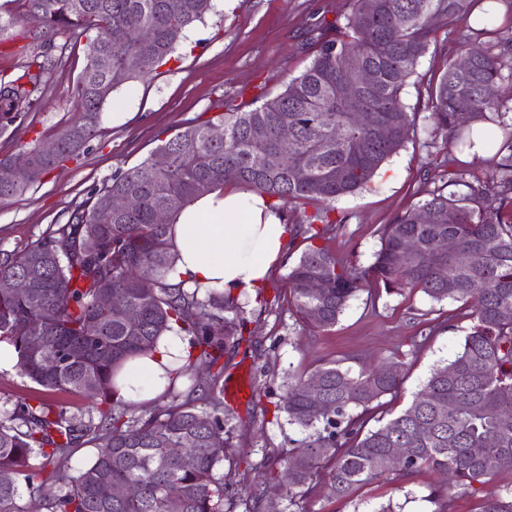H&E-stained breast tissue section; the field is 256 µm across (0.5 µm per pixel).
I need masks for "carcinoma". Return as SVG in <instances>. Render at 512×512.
Returning a JSON list of instances; mask_svg holds the SVG:
<instances>
[{
	"label": "carcinoma",
	"instance_id": "cac0c4a2",
	"mask_svg": "<svg viewBox=\"0 0 512 512\" xmlns=\"http://www.w3.org/2000/svg\"><path fill=\"white\" fill-rule=\"evenodd\" d=\"M484 0H347V11L322 18L308 30L306 44L317 46L308 68L261 104L234 105L205 121L186 122L156 148L170 156L158 168L153 156L119 170L75 207L65 224L17 251L0 253V282L16 278L36 288L20 296L0 288V342L17 353L16 369L45 390H64L99 401L98 418L69 413L41 397H21L0 417V512H257L267 494L279 492L288 512L327 478L332 496L352 491L390 472L409 479L425 465L448 476V486L430 491L439 504L448 489L484 486L498 473L512 471V18L508 29H474L471 15ZM25 15L42 14L43 29H26L22 38L46 42L65 38L31 56L23 72L0 76V133L38 104L49 75L62 63L71 41L96 33L112 64V89L150 75L167 63L186 28L212 8L211 0H5ZM467 28L463 55L474 58L469 71L448 60L433 81L430 141L442 140L446 170L443 185L424 190L413 207L381 229V246L368 267L346 264L326 245L336 226V201L366 188L383 164L417 135V113L403 91L438 31ZM59 49L52 54L49 49ZM373 81L360 83L365 70ZM104 69L87 63L75 89L78 117L58 133V154L46 156L34 145L22 149L25 167L11 186L0 185L7 203L74 155L97 133L107 98L101 94ZM492 86L493 94L483 88ZM355 89L375 125L387 130L379 139L361 127L346 98ZM470 122L498 127L482 180L460 163L454 151L473 147L458 123V108ZM224 130L215 141L210 132ZM288 130V161L266 164L280 151ZM236 185L267 200L277 212L304 214L288 227V251L297 238L306 242L288 267L285 285L300 319L316 332L339 322L350 301L375 282L388 294L419 290L431 300L469 304L470 331L447 365L433 370L411 404L386 423L365 429L366 416L380 400L397 393L399 370L370 366L358 374L334 362L308 375L292 376L275 405L288 424L305 437L282 453L277 469L247 492L246 502L229 495L234 474L224 471L235 416L224 410V354L253 335L239 298L220 288H187L176 280L171 241L175 217L196 199ZM133 194L139 206H113ZM159 210L168 222L154 223ZM452 239L475 261L456 264L438 252ZM410 256H404L407 244ZM153 268L144 281L139 271ZM323 288L314 291L312 281ZM112 294L139 323L103 313L98 299ZM54 317L47 320L43 311ZM169 332L191 337L197 350L188 364L168 371L163 407L135 413L114 400L113 376L134 356L153 352ZM212 370L203 395L180 387L196 367ZM322 382L318 407L308 382ZM97 443L95 458L78 469L60 465L71 449ZM185 445L177 456L163 457L158 443ZM409 444L400 469L389 461L391 448ZM53 469H48V466ZM288 473L283 480L282 473ZM55 485L54 497L44 488ZM130 486V495L108 498L103 487ZM481 512H512V489L485 496Z\"/></svg>",
	"mask_w": 512,
	"mask_h": 512
}]
</instances>
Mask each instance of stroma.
<instances>
[{
    "mask_svg": "<svg viewBox=\"0 0 512 512\" xmlns=\"http://www.w3.org/2000/svg\"><path fill=\"white\" fill-rule=\"evenodd\" d=\"M345 10L346 0H214L203 21L186 30L171 61L114 91L95 137L79 158L60 164L26 193L0 204V250L23 249L56 230L95 186L116 170L140 162L174 126L279 93L313 58V47H299L300 35L318 18L331 19ZM459 38V33L439 31L436 45L421 58L404 90L405 103L417 114L416 138L383 165L367 189L337 201V211L350 216L330 242L338 258L371 265L382 226L419 201L425 170L442 165L443 147L423 145L429 87L446 70ZM89 52L84 39L68 47L40 103L0 134V157L17 155L24 144L54 140L76 119L74 90ZM287 272L281 264L272 270L265 290L272 308L244 298L245 315L255 321L258 333L224 356L225 377L247 374L252 388L250 401L233 408L236 419L226 450L236 465L239 493L257 480L264 465L303 437L286 416L275 413L289 376L309 373L328 361L354 373L365 365L401 363L398 394L384 397L371 415L372 420L385 421L410 402L432 368L453 360L471 325L463 303H435L417 290L381 295L372 288L351 300L329 333L316 334L299 321L289 300ZM428 328L432 336L415 345L419 332ZM442 481L439 472L423 467L407 481L386 476L359 486L345 500L333 498L322 482L303 508L376 512L388 504L394 512H433L426 496Z\"/></svg>",
    "mask_w": 512,
    "mask_h": 512,
    "instance_id": "35a3bbf8",
    "label": "stroma"
}]
</instances>
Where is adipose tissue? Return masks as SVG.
<instances>
[{
  "mask_svg": "<svg viewBox=\"0 0 512 512\" xmlns=\"http://www.w3.org/2000/svg\"><path fill=\"white\" fill-rule=\"evenodd\" d=\"M171 235L179 254L176 276L188 287L252 295L266 284L272 266L282 260L287 232L260 196L216 191L185 208ZM188 351L183 336H162L153 355L126 363L115 380L116 400L145 403L156 399L168 383L167 370L180 365Z\"/></svg>",
  "mask_w": 512,
  "mask_h": 512,
  "instance_id": "1",
  "label": "adipose tissue"
}]
</instances>
